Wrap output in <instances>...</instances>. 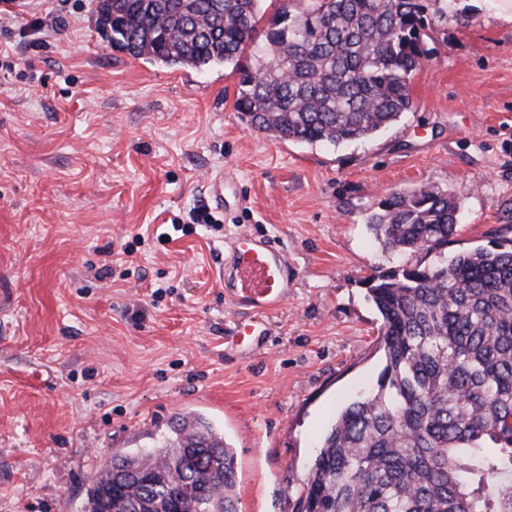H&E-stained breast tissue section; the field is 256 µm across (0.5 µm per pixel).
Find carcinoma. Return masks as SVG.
I'll return each mask as SVG.
<instances>
[{"mask_svg": "<svg viewBox=\"0 0 512 512\" xmlns=\"http://www.w3.org/2000/svg\"><path fill=\"white\" fill-rule=\"evenodd\" d=\"M97 0L112 46L168 67L224 65L235 108L279 140L367 141L412 108L444 0ZM249 64H242V60ZM457 197L395 191L367 217L410 261L364 281L385 364L344 407L308 477L305 512H512V240L448 256ZM89 512H238L234 454L200 416L114 453Z\"/></svg>", "mask_w": 512, "mask_h": 512, "instance_id": "carcinoma-1", "label": "carcinoma"}]
</instances>
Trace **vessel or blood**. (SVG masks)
Returning <instances> with one entry per match:
<instances>
[{
  "mask_svg": "<svg viewBox=\"0 0 512 512\" xmlns=\"http://www.w3.org/2000/svg\"><path fill=\"white\" fill-rule=\"evenodd\" d=\"M218 276L225 301L251 312V320L237 326L238 335L251 337L260 333L261 316L287 301L298 270L273 238L245 233L226 240Z\"/></svg>",
  "mask_w": 512,
  "mask_h": 512,
  "instance_id": "obj_1",
  "label": "vessel or blood"
}]
</instances>
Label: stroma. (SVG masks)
<instances>
[{"instance_id": "stroma-1", "label": "stroma", "mask_w": 512, "mask_h": 512, "mask_svg": "<svg viewBox=\"0 0 512 512\" xmlns=\"http://www.w3.org/2000/svg\"><path fill=\"white\" fill-rule=\"evenodd\" d=\"M448 12L411 111L336 149L251 127L224 68L113 48L93 0H32L0 20V512H86L112 453L153 446L188 413L232 448L239 512H304L317 446L384 365L363 280L395 261L368 215L436 185L460 202L449 253L512 238V26L490 0ZM36 13L61 20L41 48ZM218 173L236 185L221 229L173 231L212 204ZM240 231L278 239L300 269L243 346L246 312L217 275Z\"/></svg>"}]
</instances>
